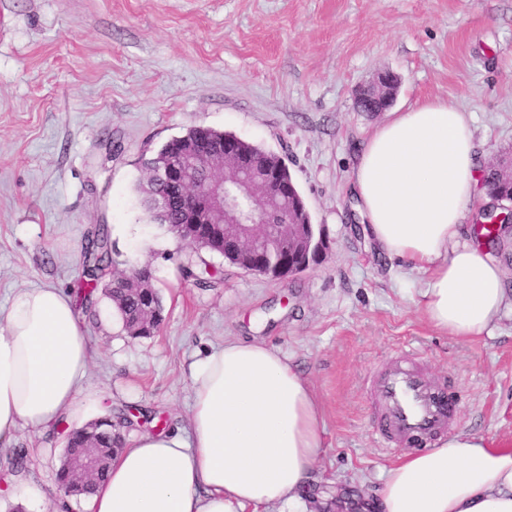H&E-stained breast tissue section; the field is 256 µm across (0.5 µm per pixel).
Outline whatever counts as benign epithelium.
<instances>
[{"label": "benign epithelium", "instance_id": "benign-epithelium-1", "mask_svg": "<svg viewBox=\"0 0 512 512\" xmlns=\"http://www.w3.org/2000/svg\"><path fill=\"white\" fill-rule=\"evenodd\" d=\"M397 86L393 77L382 74L370 87L360 92L358 106L363 112H383L392 103ZM184 154L173 156L167 166L156 174V181L169 184L181 191L179 197L192 224H223L225 230H231L244 241L238 250L229 257L243 270L269 275L279 280L289 279L319 261L324 249L323 241L317 242L301 234V225L296 212L308 213L305 202L297 209H288V191L292 184L286 182L279 171L267 163H259L248 152L240 148L238 138H224V172L209 174L206 183L196 190H182L186 183L183 169ZM494 178L509 183L512 181V163L497 159L485 170ZM235 188L246 195L260 220L250 224L241 223L237 210L228 203L227 191ZM281 223V236L289 242L282 250L281 261L270 266L266 263L263 249L259 246L262 225ZM99 458L94 449L69 460V467L77 476H89L98 470Z\"/></svg>", "mask_w": 512, "mask_h": 512}]
</instances>
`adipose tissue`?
Here are the masks:
<instances>
[{
	"label": "adipose tissue",
	"instance_id": "ef3b65f1",
	"mask_svg": "<svg viewBox=\"0 0 512 512\" xmlns=\"http://www.w3.org/2000/svg\"><path fill=\"white\" fill-rule=\"evenodd\" d=\"M464 110L428 101L390 113L366 141L352 192L368 237L423 269L419 306L441 334L490 333L508 299L497 259L469 240L484 199ZM89 339L70 295L22 290L0 319V440L78 413ZM186 434L144 432L112 459L88 512H243L298 502L314 479L322 413L307 378L276 349L232 339L191 367ZM374 512H512V444L456 435L400 457Z\"/></svg>",
	"mask_w": 512,
	"mask_h": 512
}]
</instances>
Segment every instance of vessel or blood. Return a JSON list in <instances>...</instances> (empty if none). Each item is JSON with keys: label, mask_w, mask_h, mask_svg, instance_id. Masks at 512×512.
Listing matches in <instances>:
<instances>
[{"label": "vessel or blood", "mask_w": 512, "mask_h": 512, "mask_svg": "<svg viewBox=\"0 0 512 512\" xmlns=\"http://www.w3.org/2000/svg\"><path fill=\"white\" fill-rule=\"evenodd\" d=\"M369 382L378 402L372 433L383 448L422 450L455 428L460 415L457 392L430 378L413 360L396 358Z\"/></svg>", "instance_id": "obj_1"}]
</instances>
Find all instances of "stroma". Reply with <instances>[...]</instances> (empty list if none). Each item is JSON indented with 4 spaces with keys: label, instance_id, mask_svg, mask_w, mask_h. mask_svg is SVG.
I'll return each mask as SVG.
<instances>
[{
    "label": "stroma",
    "instance_id": "35a3bbf8",
    "mask_svg": "<svg viewBox=\"0 0 512 512\" xmlns=\"http://www.w3.org/2000/svg\"><path fill=\"white\" fill-rule=\"evenodd\" d=\"M387 70L394 111L441 99L466 110L480 163L512 150V0H0V309L21 290L70 292L92 348L88 421L111 418L126 442L185 430L191 363L259 339L310 380L323 419L311 489L267 512L375 497L396 455L371 432L367 378L409 348L460 392L458 432L512 439V312L487 337L441 335L417 305L425 272L359 231L352 173L387 115L358 111L356 92ZM196 126L286 159L327 242L318 264L274 280L149 219L146 162ZM101 224L117 269L154 270V336L131 338L103 290L86 291ZM190 264L218 273L184 279ZM76 426L65 414L0 443V512H86L56 484Z\"/></svg>",
    "mask_w": 512,
    "mask_h": 512
}]
</instances>
